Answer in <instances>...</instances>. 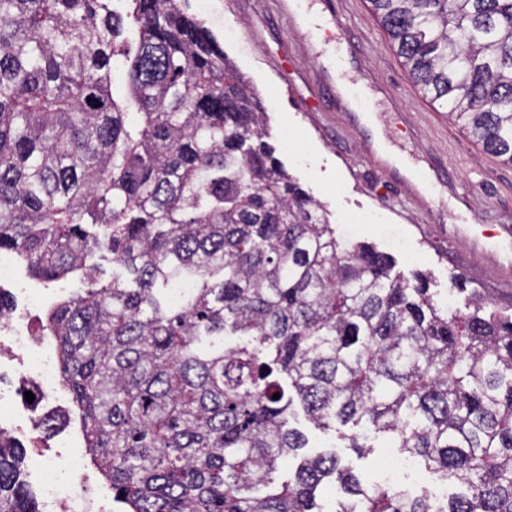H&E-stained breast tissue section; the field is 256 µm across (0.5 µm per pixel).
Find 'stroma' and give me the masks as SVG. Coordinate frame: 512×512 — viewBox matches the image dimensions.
I'll return each instance as SVG.
<instances>
[{"mask_svg": "<svg viewBox=\"0 0 512 512\" xmlns=\"http://www.w3.org/2000/svg\"><path fill=\"white\" fill-rule=\"evenodd\" d=\"M330 7L357 51L350 61L352 75L375 106L377 131L416 168L432 159L448 170V184L439 187L430 210L409 199L407 186L387 180L384 158L366 147L374 130L351 125L345 99L324 112L295 110L294 94L318 93L319 79L303 41L277 27L270 0H211L204 24L260 96L278 158L330 211L342 239L373 244L392 256L404 275H428L439 301L462 308L476 293L511 316L512 293L501 287L507 270L490 253L475 249L470 238L459 234L447 240L442 228L464 222L479 233L512 225V164L486 154L422 96L367 0H330ZM228 26L239 28L238 40L225 39ZM279 62L290 71V81L279 77ZM92 283L76 276L48 284L24 269L18 279L19 287L45 295V309L31 316L37 329L46 322L47 307L84 293ZM289 424L306 434L310 453L336 452L344 465L373 482H385L386 437L371 435L373 451L361 458L338 433L309 423L301 405H294Z\"/></svg>", "mask_w": 512, "mask_h": 512, "instance_id": "35a3bbf8", "label": "stroma"}]
</instances>
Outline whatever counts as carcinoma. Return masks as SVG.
I'll return each mask as SVG.
<instances>
[{
  "label": "carcinoma",
  "mask_w": 512,
  "mask_h": 512,
  "mask_svg": "<svg viewBox=\"0 0 512 512\" xmlns=\"http://www.w3.org/2000/svg\"><path fill=\"white\" fill-rule=\"evenodd\" d=\"M115 2L0 0V251L48 283L104 250L124 269L43 326L112 499L325 512L334 480L336 512H512V319L478 296L448 314L425 279L340 243L188 0ZM369 3L423 94L512 164V0ZM296 398L359 454L370 426L466 491L438 507L300 455ZM19 455L0 434V512H38Z\"/></svg>",
  "instance_id": "obj_1"
}]
</instances>
